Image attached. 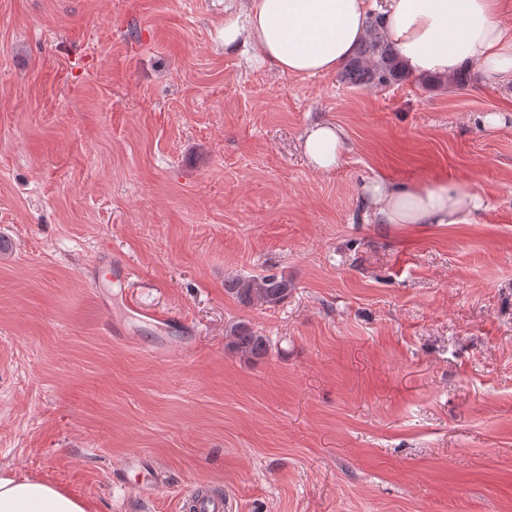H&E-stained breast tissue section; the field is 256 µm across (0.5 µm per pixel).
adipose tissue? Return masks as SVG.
I'll return each instance as SVG.
<instances>
[{
	"mask_svg": "<svg viewBox=\"0 0 512 512\" xmlns=\"http://www.w3.org/2000/svg\"><path fill=\"white\" fill-rule=\"evenodd\" d=\"M502 0H245L224 21V46L252 44L262 62L302 77L335 71L367 35L369 17L392 43L404 68L448 78L477 68L491 83L512 81V23ZM301 147L309 164L327 172L347 150L343 130L317 122ZM367 211L379 224H460L482 206L481 195L454 182L365 188ZM0 512H86L55 485L0 471Z\"/></svg>",
	"mask_w": 512,
	"mask_h": 512,
	"instance_id": "ef3b65f1",
	"label": "adipose tissue"
}]
</instances>
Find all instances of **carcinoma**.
<instances>
[{
  "label": "carcinoma",
  "instance_id": "cac0c4a2",
  "mask_svg": "<svg viewBox=\"0 0 512 512\" xmlns=\"http://www.w3.org/2000/svg\"><path fill=\"white\" fill-rule=\"evenodd\" d=\"M342 78L357 87H386L407 78L398 52L378 31V20L369 22L367 38L345 63ZM227 291L243 305L275 307L290 291L288 280L276 275H256L233 279ZM228 347L244 356L261 357L267 353V339L257 335L246 324H234L229 333Z\"/></svg>",
  "mask_w": 512,
  "mask_h": 512
}]
</instances>
